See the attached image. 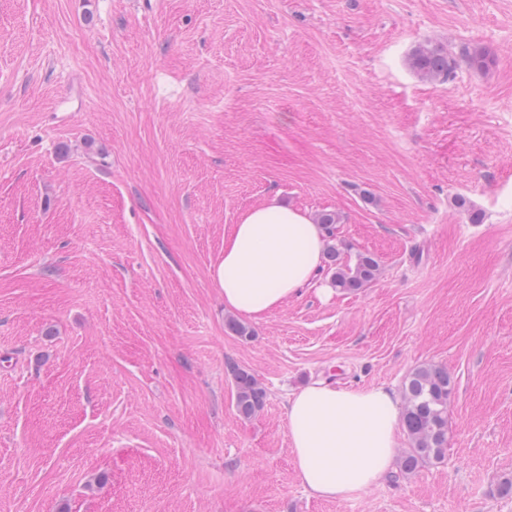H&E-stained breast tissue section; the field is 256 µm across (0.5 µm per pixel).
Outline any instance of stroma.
I'll return each mask as SVG.
<instances>
[{
    "instance_id": "stroma-1",
    "label": "stroma",
    "mask_w": 512,
    "mask_h": 512,
    "mask_svg": "<svg viewBox=\"0 0 512 512\" xmlns=\"http://www.w3.org/2000/svg\"><path fill=\"white\" fill-rule=\"evenodd\" d=\"M424 41L493 63L425 81ZM274 194L380 271L240 337L210 272ZM427 363L444 460L311 496L291 392ZM507 477L512 0H0V512H512ZM235 407L238 414L250 418L261 411L267 399V392L256 377L247 370L234 372Z\"/></svg>"
}]
</instances>
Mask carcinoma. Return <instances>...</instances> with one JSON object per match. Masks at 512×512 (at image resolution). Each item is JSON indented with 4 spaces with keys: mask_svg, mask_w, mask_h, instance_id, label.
<instances>
[{
    "mask_svg": "<svg viewBox=\"0 0 512 512\" xmlns=\"http://www.w3.org/2000/svg\"><path fill=\"white\" fill-rule=\"evenodd\" d=\"M461 61L470 68L483 69L491 57L483 50L470 51L466 48L461 49L456 57L444 46L429 41L416 45L408 57L411 70L427 81L448 79ZM317 223L323 226L329 241L328 261L334 266V288L356 292L376 279L379 263L373 255L359 252L353 263L341 258L340 248L333 243L337 223L335 214L323 213ZM234 381L238 414L244 418L256 415L265 405L266 389L244 369L234 372ZM453 389L452 377L445 368L437 365H421L407 377L403 390L402 423L410 447L401 456V471L413 473L426 464L443 461L448 447V400Z\"/></svg>",
    "mask_w": 512,
    "mask_h": 512,
    "instance_id": "1",
    "label": "carcinoma"
}]
</instances>
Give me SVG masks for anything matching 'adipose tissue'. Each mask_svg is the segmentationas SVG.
<instances>
[{
    "label": "adipose tissue",
    "instance_id": "1",
    "mask_svg": "<svg viewBox=\"0 0 512 512\" xmlns=\"http://www.w3.org/2000/svg\"><path fill=\"white\" fill-rule=\"evenodd\" d=\"M322 225L272 197L224 234L211 269L225 309L259 321L310 286L323 266ZM402 408L386 386L316 381L288 401V435L299 479L316 497L344 500L381 482L396 457Z\"/></svg>",
    "mask_w": 512,
    "mask_h": 512
}]
</instances>
